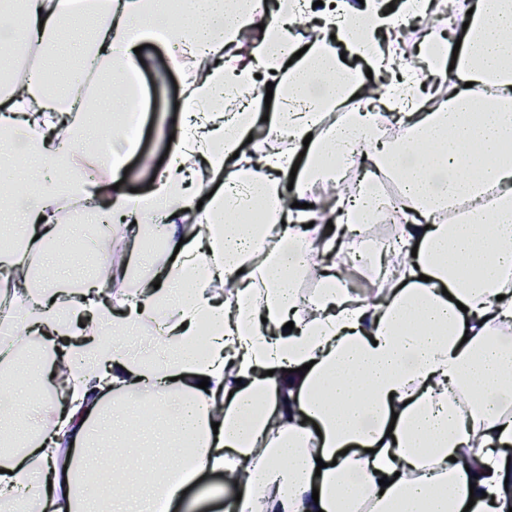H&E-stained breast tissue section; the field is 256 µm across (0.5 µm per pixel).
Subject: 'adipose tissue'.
Segmentation results:
<instances>
[{"mask_svg": "<svg viewBox=\"0 0 512 512\" xmlns=\"http://www.w3.org/2000/svg\"><path fill=\"white\" fill-rule=\"evenodd\" d=\"M429 6L0 0V46L42 64L33 79L0 84V170H28L31 184L12 197L18 218L0 267H22L35 243L54 249L69 201L93 218L107 209L138 254L84 279L46 263L40 280L14 289L10 332L37 340L40 369L73 368L34 389L18 357L0 359V397L28 400L24 420L0 432L1 504L153 512L187 475L214 472L242 494L233 512H359L365 498L371 512H512V0H475L455 65L446 40H433L435 71L458 87L434 110L389 36ZM15 10L25 27L6 22ZM302 13L322 21L309 41ZM83 16L97 24L74 51L117 89L91 105L75 81L52 83L59 37ZM256 27L259 40L243 46ZM147 42L170 49L183 112L165 168L133 196L118 186L133 147L86 115L140 105L135 50ZM340 46L393 72L390 89L355 83ZM269 83L283 106L268 139L288 138L287 152L248 137ZM330 111L339 117L326 128ZM351 158L364 171L357 193L338 196L331 225L319 224L314 192L338 184L336 163ZM390 173L404 222L385 254L364 228L389 206L377 187ZM459 197L466 217L439 222ZM246 205L271 208L269 223L242 218ZM146 224L161 227L162 265L143 246ZM344 264L376 286L374 298L351 295ZM303 277L318 284L305 301ZM137 403L152 420H135ZM187 446L185 468L177 452ZM109 452L137 464L118 470L126 494L106 498L85 474Z\"/></svg>", "mask_w": 512, "mask_h": 512, "instance_id": "adipose-tissue-1", "label": "adipose tissue"}]
</instances>
